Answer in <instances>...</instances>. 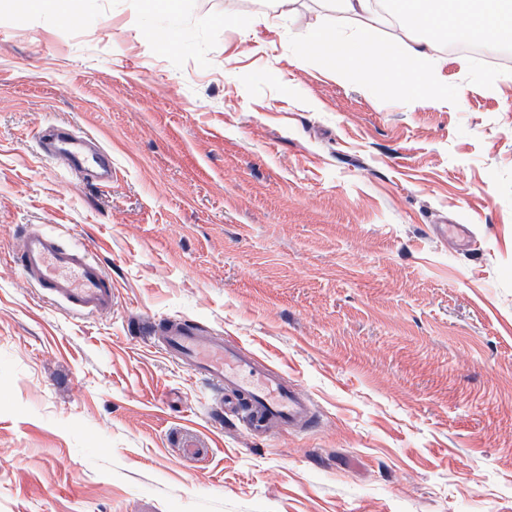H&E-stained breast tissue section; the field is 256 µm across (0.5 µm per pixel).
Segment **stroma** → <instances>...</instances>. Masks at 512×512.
<instances>
[{
	"instance_id": "stroma-1",
	"label": "stroma",
	"mask_w": 512,
	"mask_h": 512,
	"mask_svg": "<svg viewBox=\"0 0 512 512\" xmlns=\"http://www.w3.org/2000/svg\"><path fill=\"white\" fill-rule=\"evenodd\" d=\"M66 8L0 0V512H512V46L437 40L441 107L303 54L320 0ZM49 124L111 185L44 156ZM33 228L92 251L111 310L25 279ZM182 318L317 427L249 435L139 332ZM39 146L81 182L112 183V154L96 138L69 125H52L45 129Z\"/></svg>"
}]
</instances>
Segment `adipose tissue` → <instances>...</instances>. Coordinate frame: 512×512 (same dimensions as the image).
Wrapping results in <instances>:
<instances>
[{
    "label": "adipose tissue",
    "mask_w": 512,
    "mask_h": 512,
    "mask_svg": "<svg viewBox=\"0 0 512 512\" xmlns=\"http://www.w3.org/2000/svg\"><path fill=\"white\" fill-rule=\"evenodd\" d=\"M329 2L330 13L310 32L308 45L337 53V72L360 70L370 88L394 82L408 98L429 95L441 104L448 101L440 80L445 61L433 55V38L512 45V0H390L391 12L422 33L421 38L395 43H377L365 30L345 28L346 18L372 14V0Z\"/></svg>",
    "instance_id": "adipose-tissue-1"
}]
</instances>
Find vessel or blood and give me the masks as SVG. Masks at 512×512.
<instances>
[{"label": "vessel or blood", "instance_id": "obj_1", "mask_svg": "<svg viewBox=\"0 0 512 512\" xmlns=\"http://www.w3.org/2000/svg\"><path fill=\"white\" fill-rule=\"evenodd\" d=\"M40 149L82 182L98 186L112 182L111 153L72 126L47 127ZM17 265L29 281L71 310L97 314L112 307V281L88 249H65L51 234L31 230L23 237ZM147 333L173 361L227 391L230 405L244 408L251 436L316 425L310 398L237 341L205 331L190 319L161 329L151 327Z\"/></svg>", "mask_w": 512, "mask_h": 512}]
</instances>
